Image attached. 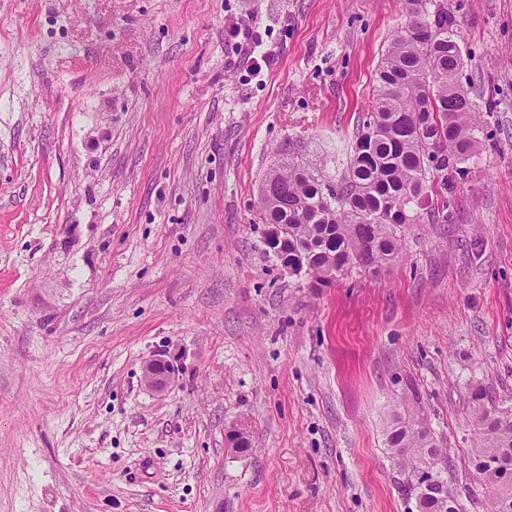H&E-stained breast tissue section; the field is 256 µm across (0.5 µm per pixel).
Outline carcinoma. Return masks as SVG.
<instances>
[{
  "instance_id": "1",
  "label": "carcinoma",
  "mask_w": 512,
  "mask_h": 512,
  "mask_svg": "<svg viewBox=\"0 0 512 512\" xmlns=\"http://www.w3.org/2000/svg\"><path fill=\"white\" fill-rule=\"evenodd\" d=\"M407 23L397 30L377 69L376 85L359 116L349 163L336 185L310 162L292 159L265 176L260 200L269 224L283 226L294 275L322 288L344 269L372 272L395 258L397 231L409 224H446L448 194L467 174L480 104L456 95L464 59L457 16L448 0H404ZM468 420L478 435L471 460L494 456L512 466V407L477 384L467 396ZM404 475L401 490L419 512H464L444 477L447 452L421 421H396L387 435ZM492 493V512H512V484L476 471Z\"/></svg>"
}]
</instances>
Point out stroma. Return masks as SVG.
<instances>
[{
  "label": "stroma",
  "instance_id": "stroma-1",
  "mask_svg": "<svg viewBox=\"0 0 512 512\" xmlns=\"http://www.w3.org/2000/svg\"><path fill=\"white\" fill-rule=\"evenodd\" d=\"M451 4L492 106L452 219L313 288L259 188L341 174L403 0H0V512H415L398 418L478 487L465 399L512 403V0ZM227 35L236 41L239 53L246 56L248 60L253 61L255 70L258 69V72H260L263 66L268 68L271 58L265 53L260 54L258 58L259 38L253 34L251 29L233 25L228 28Z\"/></svg>",
  "mask_w": 512,
  "mask_h": 512
}]
</instances>
